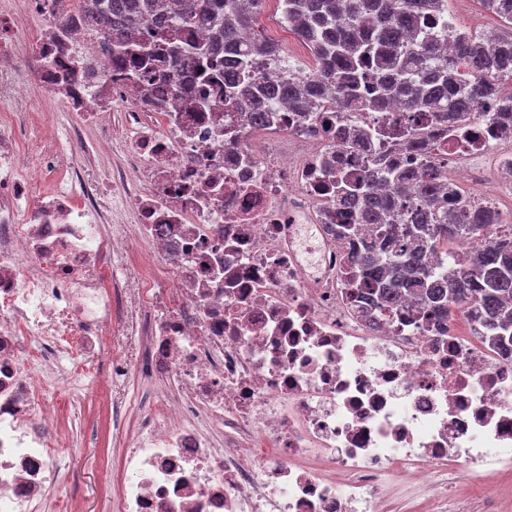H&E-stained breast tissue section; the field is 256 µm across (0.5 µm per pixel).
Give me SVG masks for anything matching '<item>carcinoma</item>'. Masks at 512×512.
I'll return each instance as SVG.
<instances>
[{"label":"carcinoma","mask_w":512,"mask_h":512,"mask_svg":"<svg viewBox=\"0 0 512 512\" xmlns=\"http://www.w3.org/2000/svg\"><path fill=\"white\" fill-rule=\"evenodd\" d=\"M178 15L166 0H104L98 24L112 45L126 48L135 67L184 51L196 55L199 74L214 67L210 46L231 51L241 32L257 27L256 0H177ZM507 25L509 33L484 37L459 32L448 0H283L282 20H296L293 30L320 68L316 80L260 86L270 101L285 102L294 112H317L325 105L350 112H376L401 99L410 112H431L444 125L469 121L483 100L499 103L512 114V96L501 86L512 80V0H481ZM432 14L447 18L443 35L426 28ZM154 29L147 42L126 46L129 34L142 22ZM196 29L209 33L196 43ZM455 42L454 63L448 66V35ZM259 57L288 64L280 45L258 37L250 48ZM224 78L245 97L255 86L247 59L224 69ZM437 134L430 128L408 130V147L425 156L416 169L383 159L366 178H336V204L352 218L339 234L354 239L362 231L364 248L351 265L358 291L371 296L373 306L391 313L411 300L429 315L453 321L464 311L487 321L495 339H512V224L501 223L496 210L467 205L448 211L442 158L435 153ZM395 193L417 186L410 210L397 208V196L383 198L374 182ZM466 251L457 250L458 243ZM428 253L443 256L434 266Z\"/></svg>","instance_id":"obj_1"}]
</instances>
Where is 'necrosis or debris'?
Segmentation results:
<instances>
[{"mask_svg":"<svg viewBox=\"0 0 512 512\" xmlns=\"http://www.w3.org/2000/svg\"><path fill=\"white\" fill-rule=\"evenodd\" d=\"M42 28L0 12V79L30 83L86 124L111 125L107 180L64 162L56 133L33 156L0 124V512H40L76 449L54 431L49 385L80 403L98 383L104 338L139 312L146 338L130 369L166 380L164 411L144 415L119 459L118 512H390L395 499L448 512L460 470L512 471V342L481 321L450 328L420 305L387 317L352 298L357 244L336 231V178L374 155L412 168L404 130L432 113L393 101L370 123L381 140L340 150L335 128L360 114L301 119L269 103L264 127L234 108L223 68L201 81L193 58L134 75L132 62L71 9L27 0ZM512 124L483 113L449 130V208L512 174ZM165 281L135 290L109 274L130 240Z\"/></svg>","mask_w":512,"mask_h":512,"instance_id":"4bbe7bcc","label":"necrosis or debris"}]
</instances>
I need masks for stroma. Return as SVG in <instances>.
<instances>
[{
    "label": "stroma",
    "instance_id": "35a3bbf8",
    "mask_svg": "<svg viewBox=\"0 0 512 512\" xmlns=\"http://www.w3.org/2000/svg\"><path fill=\"white\" fill-rule=\"evenodd\" d=\"M258 25L282 46L289 63L303 68L311 65L309 49L286 27L280 14L261 13ZM7 119L24 124L23 146L35 154L42 149L45 127L63 130L82 122L78 113L38 99L23 81L0 95V121ZM169 397L163 383L136 373L120 382H105L75 407L67 404L63 395H54L59 425L72 435L78 455L61 475L62 496L48 497L42 512H115L120 446L113 435L112 407L117 403L124 406L126 423L132 428L145 413L159 412Z\"/></svg>",
    "mask_w": 512,
    "mask_h": 512
}]
</instances>
